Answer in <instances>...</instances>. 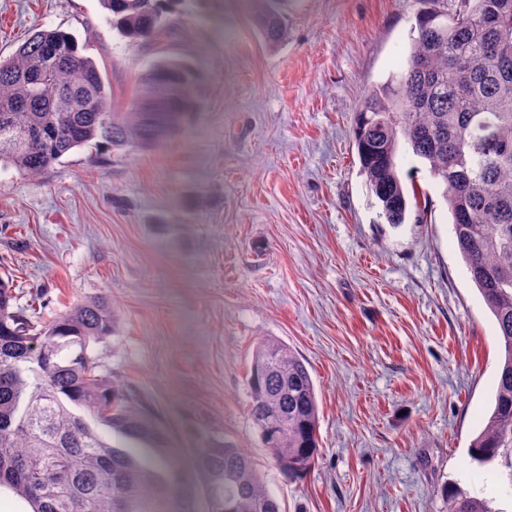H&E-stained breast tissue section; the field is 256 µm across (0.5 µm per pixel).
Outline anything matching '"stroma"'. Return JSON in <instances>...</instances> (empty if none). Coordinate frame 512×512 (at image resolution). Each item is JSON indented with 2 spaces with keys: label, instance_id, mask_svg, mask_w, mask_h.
<instances>
[{
  "label": "stroma",
  "instance_id": "stroma-1",
  "mask_svg": "<svg viewBox=\"0 0 512 512\" xmlns=\"http://www.w3.org/2000/svg\"><path fill=\"white\" fill-rule=\"evenodd\" d=\"M421 0H284L259 37L247 0H182L167 36L131 44L100 0H0V56L34 31L85 45L117 109L162 56L200 74L198 111L151 149L76 150L36 175L0 170V277L44 324L104 296L121 322L93 345L190 459L216 431L248 449L283 512H442L458 487L512 512V484L471 463L502 361L425 166L422 223L380 218L353 143L361 99L397 72ZM306 364L319 452L285 477L248 416L260 340ZM257 29L270 48L279 46L286 37V24L281 13L280 0H250Z\"/></svg>",
  "mask_w": 512,
  "mask_h": 512
}]
</instances>
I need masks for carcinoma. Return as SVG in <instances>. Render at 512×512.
Wrapping results in <instances>:
<instances>
[{
    "mask_svg": "<svg viewBox=\"0 0 512 512\" xmlns=\"http://www.w3.org/2000/svg\"><path fill=\"white\" fill-rule=\"evenodd\" d=\"M401 70L361 101L354 143L387 223L409 207L399 150L428 164L470 279L496 319L503 359L491 413L471 461L512 483V0H426ZM178 0H101L130 43L165 32ZM270 47L286 37L280 0H250ZM198 76L163 58L138 77L117 112L95 61L74 36L33 32L0 58V167L39 174L76 149L151 148L177 135L196 107ZM0 277V489L31 512H259L276 496L249 452L206 443L185 464L166 431L130 390L99 371L90 346L119 315L103 296L80 301L41 328L14 307ZM249 416L281 472L307 470L318 451L314 381L288 345L262 340L247 377ZM119 441L112 442V436ZM444 512H496L455 490Z\"/></svg>",
    "mask_w": 512,
    "mask_h": 512,
    "instance_id": "carcinoma-1",
    "label": "carcinoma"
}]
</instances>
